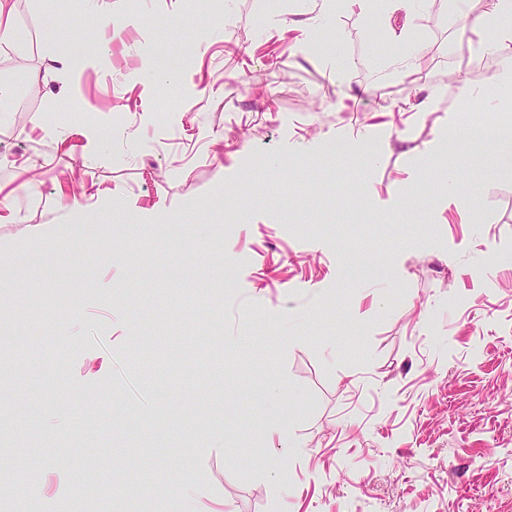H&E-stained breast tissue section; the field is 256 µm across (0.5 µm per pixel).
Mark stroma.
Here are the masks:
<instances>
[{
    "instance_id": "stroma-1",
    "label": "stroma",
    "mask_w": 512,
    "mask_h": 512,
    "mask_svg": "<svg viewBox=\"0 0 512 512\" xmlns=\"http://www.w3.org/2000/svg\"><path fill=\"white\" fill-rule=\"evenodd\" d=\"M9 5L0 512H512V170L448 81L499 57L443 6L408 85L375 12L305 53L309 0ZM451 170L471 223L427 188ZM444 90L442 86H433L428 90L427 95L416 103L409 104V108H401L399 112H414L405 120L409 124L414 118L422 117L426 112H435L439 100L443 97Z\"/></svg>"
}]
</instances>
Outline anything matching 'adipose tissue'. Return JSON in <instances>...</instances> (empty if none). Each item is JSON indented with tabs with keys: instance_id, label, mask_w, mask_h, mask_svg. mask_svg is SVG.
<instances>
[{
	"instance_id": "obj_1",
	"label": "adipose tissue",
	"mask_w": 512,
	"mask_h": 512,
	"mask_svg": "<svg viewBox=\"0 0 512 512\" xmlns=\"http://www.w3.org/2000/svg\"><path fill=\"white\" fill-rule=\"evenodd\" d=\"M451 4L459 18L474 16L469 40L479 52L493 54L512 43V27L501 23L503 17L512 16V0H451ZM424 14V0H387L380 21L379 34L394 48L402 71L407 73L416 70L423 52L414 31Z\"/></svg>"
}]
</instances>
